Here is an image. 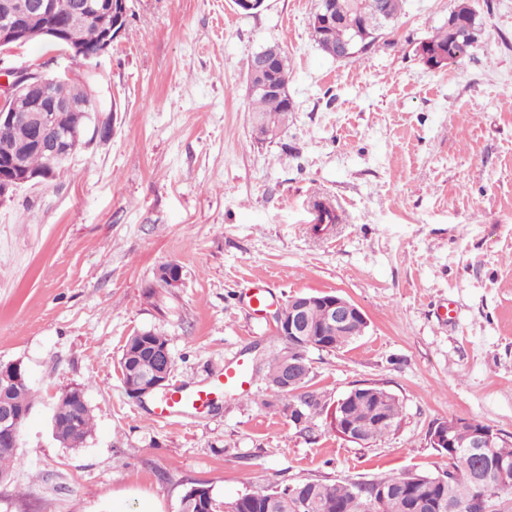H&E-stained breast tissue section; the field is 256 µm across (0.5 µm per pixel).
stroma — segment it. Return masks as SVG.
Here are the masks:
<instances>
[{
    "label": "stroma",
    "mask_w": 512,
    "mask_h": 512,
    "mask_svg": "<svg viewBox=\"0 0 512 512\" xmlns=\"http://www.w3.org/2000/svg\"><path fill=\"white\" fill-rule=\"evenodd\" d=\"M320 0H129L101 61L115 105L109 141L0 206V363L27 371L34 405L0 485V512H179L189 483L229 501L270 482L438 475L436 423L476 420L512 436V0H470L465 59L427 67L420 44L458 0H406L395 26L352 60L323 52ZM288 57L293 105L261 139L246 90L252 55ZM338 218L315 224V201ZM180 266L173 287L158 269ZM298 294L340 295L368 320L335 351L310 350L326 410L310 432L253 381L214 407L155 420L119 361L129 336L170 340L171 385L282 349L266 311ZM378 384L398 430L362 446L330 409ZM81 384L93 430L52 435L58 396Z\"/></svg>",
    "instance_id": "35a3bbf8"
}]
</instances>
